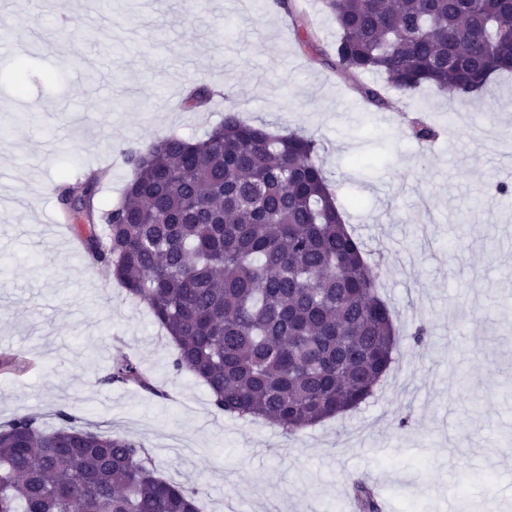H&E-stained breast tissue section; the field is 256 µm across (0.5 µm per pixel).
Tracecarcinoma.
Wrapping results in <instances>:
<instances>
[{"instance_id":"1","label":"carcinoma","mask_w":512,"mask_h":512,"mask_svg":"<svg viewBox=\"0 0 512 512\" xmlns=\"http://www.w3.org/2000/svg\"><path fill=\"white\" fill-rule=\"evenodd\" d=\"M336 21V69L376 107L383 76L402 92L430 85L471 95L512 72V0H325ZM303 43L312 21L288 6ZM430 120L411 126L437 138ZM299 130L229 112L205 138L175 134L131 149L132 171L107 209L93 199L108 170L56 187L89 262L147 305L175 346L173 369L208 388L217 412L293 434L373 395L400 336L378 293V271L352 235ZM106 381L157 392L128 356ZM36 415L0 424V512H199L194 488L161 478L144 446ZM358 512L373 488L352 486Z\"/></svg>"}]
</instances>
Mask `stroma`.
I'll use <instances>...</instances> for the list:
<instances>
[{"instance_id":"stroma-1","label":"stroma","mask_w":512,"mask_h":512,"mask_svg":"<svg viewBox=\"0 0 512 512\" xmlns=\"http://www.w3.org/2000/svg\"><path fill=\"white\" fill-rule=\"evenodd\" d=\"M300 3L317 48L274 0H0V355L29 362L0 371V423L33 413L51 430L64 409L134 438L167 480L201 488L202 512H351L359 479L386 512H487L490 493L512 512V195L494 190L512 167V76L469 97L389 85L368 108L323 52V0ZM198 85L208 103L186 108ZM230 111L318 140L348 229L388 252L396 362L358 409L292 435L216 412L148 308L42 233L56 185L110 164L95 204L111 205L126 149L203 137ZM416 114L440 127L434 144L408 135ZM120 355L155 393L106 383Z\"/></svg>"}]
</instances>
